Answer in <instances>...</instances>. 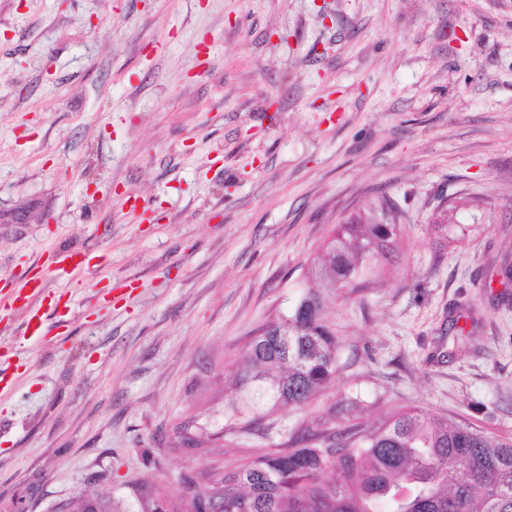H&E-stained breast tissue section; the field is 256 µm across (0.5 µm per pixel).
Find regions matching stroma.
Segmentation results:
<instances>
[{"mask_svg":"<svg viewBox=\"0 0 512 512\" xmlns=\"http://www.w3.org/2000/svg\"><path fill=\"white\" fill-rule=\"evenodd\" d=\"M381 195L395 252L325 299L333 384L243 429L248 342ZM72 250L30 341L4 292ZM511 255L512 0H0V512H141L343 397L512 437Z\"/></svg>","mask_w":512,"mask_h":512,"instance_id":"35a3bbf8","label":"stroma"}]
</instances>
